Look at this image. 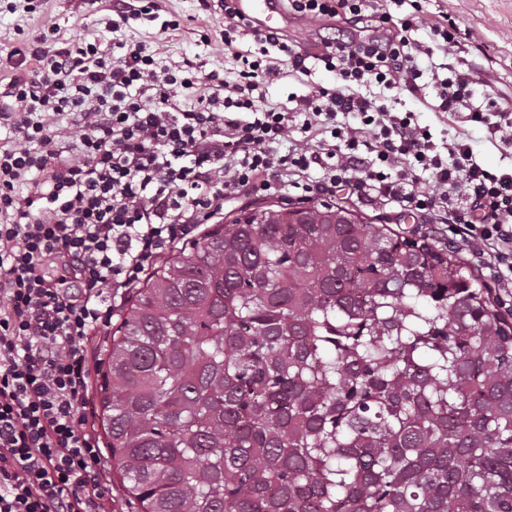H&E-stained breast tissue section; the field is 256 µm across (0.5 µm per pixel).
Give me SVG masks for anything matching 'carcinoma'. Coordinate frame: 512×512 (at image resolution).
I'll return each mask as SVG.
<instances>
[{"label": "carcinoma", "instance_id": "1", "mask_svg": "<svg viewBox=\"0 0 512 512\" xmlns=\"http://www.w3.org/2000/svg\"><path fill=\"white\" fill-rule=\"evenodd\" d=\"M264 213L128 297L100 403L133 512H512V310L427 236Z\"/></svg>", "mask_w": 512, "mask_h": 512}]
</instances>
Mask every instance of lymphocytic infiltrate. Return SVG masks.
I'll use <instances>...</instances> for the list:
<instances>
[{
    "instance_id": "obj_1",
    "label": "lymphocytic infiltrate",
    "mask_w": 512,
    "mask_h": 512,
    "mask_svg": "<svg viewBox=\"0 0 512 512\" xmlns=\"http://www.w3.org/2000/svg\"><path fill=\"white\" fill-rule=\"evenodd\" d=\"M160 10L158 0L113 6L105 34L56 48L47 39L57 24L43 15L24 53L34 69L0 84V512H112L87 413L99 364L84 339L111 324L113 299L240 193L347 188L369 205L445 218L449 237L512 298V172L483 168L464 136L438 150L397 98L362 93L419 92L421 58L466 50L451 17L396 19L379 0H288L301 20L385 30L311 53L224 0V46L239 66L228 81L126 39L139 19L175 28ZM421 28L428 42L413 39ZM320 69L336 88L312 82ZM287 72L311 80L291 108L266 93ZM434 88L439 112L512 145V113L491 114L464 73L449 69ZM351 113L358 125L337 124Z\"/></svg>"
}]
</instances>
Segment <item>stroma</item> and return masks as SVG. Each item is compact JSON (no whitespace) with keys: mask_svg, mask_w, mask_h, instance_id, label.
<instances>
[{"mask_svg":"<svg viewBox=\"0 0 512 512\" xmlns=\"http://www.w3.org/2000/svg\"><path fill=\"white\" fill-rule=\"evenodd\" d=\"M420 5L423 17L431 19L443 11L460 29L471 33L472 42L460 70L469 74L476 91L490 92L497 108L512 109V0H420ZM110 6L111 0H98L93 9L86 0H44L40 11L33 14L2 12L0 58L20 48L25 35L37 30L42 13H51L58 24L53 41L72 42L85 34L91 11L104 16ZM162 7L164 19L177 21V29L163 33L158 23L141 19L127 29L128 38L162 49L166 60L173 64L200 58L208 69L231 72L234 60L221 39L224 19L220 9L203 11L198 0H163ZM346 31L354 37L376 33L372 27L347 30L336 22L316 19L289 28L287 37L304 46L318 45ZM420 83L425 87L424 94L402 93V108L412 112L420 126L429 128L436 145L463 133L483 167L512 168V150L491 142L483 127L462 124L438 111L430 74H423Z\"/></svg>","mask_w":512,"mask_h":512,"instance_id":"35a3bbf8","label":"stroma"}]
</instances>
